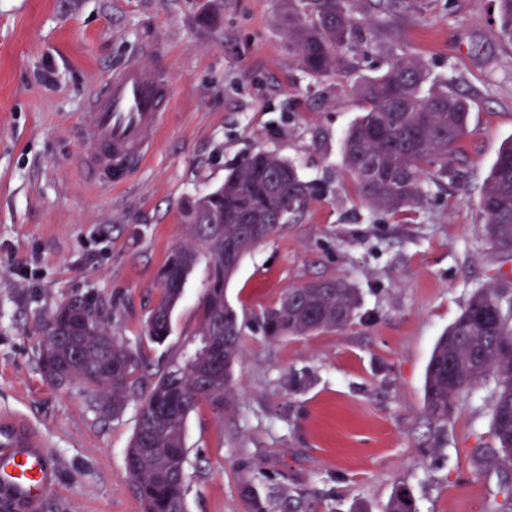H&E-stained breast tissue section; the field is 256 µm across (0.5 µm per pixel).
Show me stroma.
<instances>
[{"label":"stroma","instance_id":"obj_1","mask_svg":"<svg viewBox=\"0 0 512 512\" xmlns=\"http://www.w3.org/2000/svg\"><path fill=\"white\" fill-rule=\"evenodd\" d=\"M351 10L359 37L347 73L317 80L288 51V0H0V415L48 446L55 481L40 512H141L125 464L140 402L103 419L77 387L46 380L37 317L91 299L152 386L188 349L203 297L200 266L168 339H146L157 270L185 240L181 205L259 150L318 191L225 289L243 324L234 402L221 415L200 404L187 421V512H240L247 484L306 512H383L400 484L418 512H499L512 471L486 462L487 387L439 427L423 386L438 336L477 289L512 272L477 206L512 139V42L497 35L493 0H353ZM393 54L420 60L470 104L448 178L398 215L369 208L342 161L364 110L353 87ZM135 58L165 75L171 109L148 162L100 187L81 167L87 102ZM332 277L359 292L354 323L263 335L260 316L285 289Z\"/></svg>","mask_w":512,"mask_h":512}]
</instances>
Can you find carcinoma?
Returning a JSON list of instances; mask_svg holds the SVG:
<instances>
[{"instance_id": "carcinoma-1", "label": "carcinoma", "mask_w": 512, "mask_h": 512, "mask_svg": "<svg viewBox=\"0 0 512 512\" xmlns=\"http://www.w3.org/2000/svg\"><path fill=\"white\" fill-rule=\"evenodd\" d=\"M496 3L500 33L512 40V0ZM356 37L349 0H288V48L307 75L342 70L343 51ZM426 82L421 61L396 56L357 86L366 108L345 134L343 156L365 203L378 212L395 215L420 206L423 184L448 177V155L466 133L465 100L446 86L426 90ZM315 193L293 163L259 150L228 166L220 186L182 204L187 242L172 247L158 269L161 296L145 321V336L155 343L166 340L172 312L202 262L207 280L193 348L145 394L136 376L138 357L101 323L89 298L63 301L39 319L38 363L47 380L81 387L103 418L120 415L129 399H139L126 468L142 512H186L187 419L203 402L228 409L233 401L242 323L225 299L226 285L248 253L307 211ZM478 207L486 237L511 251L512 142L499 151ZM359 306L357 289L344 280L304 283L264 310L262 330L279 341L343 329ZM480 382L489 386L493 463L511 468L512 288L479 289L438 337L424 381L430 421L447 425L458 402ZM242 500L245 512L301 508L297 500H275L251 486L244 487ZM385 512H417L406 486L395 488Z\"/></svg>"}]
</instances>
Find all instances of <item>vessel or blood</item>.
<instances>
[{"label":"vessel or blood","mask_w":512,"mask_h":512,"mask_svg":"<svg viewBox=\"0 0 512 512\" xmlns=\"http://www.w3.org/2000/svg\"><path fill=\"white\" fill-rule=\"evenodd\" d=\"M172 102L165 77L139 62L110 74L89 99L93 145L84 158L92 181L116 187L151 156ZM54 473L45 443L20 424L0 422V497L14 512H38Z\"/></svg>","instance_id":"b4317fda"}]
</instances>
